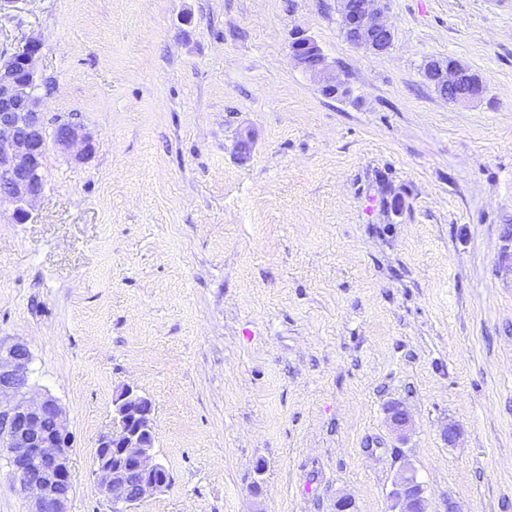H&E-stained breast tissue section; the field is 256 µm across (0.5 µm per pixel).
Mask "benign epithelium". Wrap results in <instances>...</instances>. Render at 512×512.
<instances>
[{
  "mask_svg": "<svg viewBox=\"0 0 512 512\" xmlns=\"http://www.w3.org/2000/svg\"><path fill=\"white\" fill-rule=\"evenodd\" d=\"M386 0H362L348 16V41L375 53H384L393 43L391 29L384 21ZM317 47L310 36L292 34L289 48L297 62L308 71L328 74L327 62L305 54ZM42 43L33 36L21 46L23 64L29 72L25 90L18 88L14 73L15 55L0 53V173L6 187L0 191V205L13 206L15 220L31 217L30 207L44 189V159L47 140L45 119L38 111L35 59ZM54 142L68 147L75 142L89 146L90 138L80 125L57 121ZM30 353L27 346L0 345V436L7 439L9 465L23 490H37L31 512H69L73 495L69 480L73 440L58 401L44 396L38 402L27 398ZM55 426L47 433L42 428L46 415ZM389 425L399 435L412 430L410 414L400 406L388 411ZM155 444V408L152 401L127 386L114 400L112 429L98 440L94 472L100 488L112 502L113 512H132L150 492L169 486L165 477L156 480L158 468L153 460ZM390 498L397 512H429L424 489L409 465L402 466L391 483Z\"/></svg>",
  "mask_w": 512,
  "mask_h": 512,
  "instance_id": "benign-epithelium-1",
  "label": "benign epithelium"
}]
</instances>
